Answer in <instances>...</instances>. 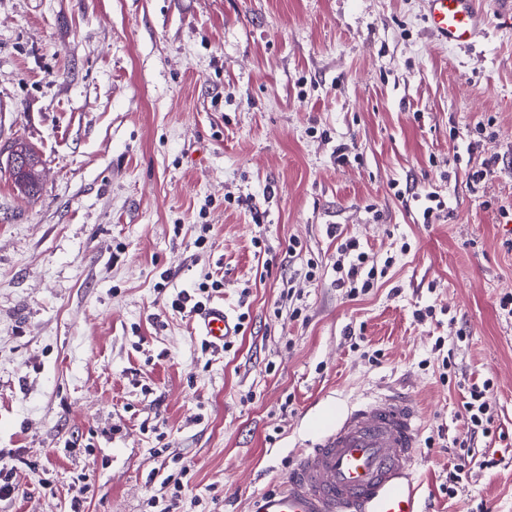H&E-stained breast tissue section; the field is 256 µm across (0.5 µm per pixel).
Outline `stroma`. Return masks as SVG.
I'll use <instances>...</instances> for the list:
<instances>
[{
	"label": "stroma",
	"mask_w": 512,
	"mask_h": 512,
	"mask_svg": "<svg viewBox=\"0 0 512 512\" xmlns=\"http://www.w3.org/2000/svg\"><path fill=\"white\" fill-rule=\"evenodd\" d=\"M486 10L459 50L425 0H0V512H70L82 474L86 512H152L176 457L182 512H250L337 406L389 389L422 409L432 512H512V23ZM347 239L390 262L359 298ZM207 279L248 318L204 353L170 301ZM486 380L496 435L454 484ZM10 155L18 154L27 159L29 172L22 176H12L15 185L20 191L27 194H34L39 189L41 177V161L37 154L24 142H14L10 146Z\"/></svg>",
	"instance_id": "obj_1"
}]
</instances>
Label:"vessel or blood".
<instances>
[{"instance_id": "vessel-or-blood-1", "label": "vessel or blood", "mask_w": 512, "mask_h": 512, "mask_svg": "<svg viewBox=\"0 0 512 512\" xmlns=\"http://www.w3.org/2000/svg\"><path fill=\"white\" fill-rule=\"evenodd\" d=\"M426 19L436 40L455 49L488 34L480 0H426ZM197 327L216 347L238 331L219 304L199 312ZM421 428L418 406L393 393L343 405L290 458L283 487L255 496L251 512H424L415 478Z\"/></svg>"}]
</instances>
